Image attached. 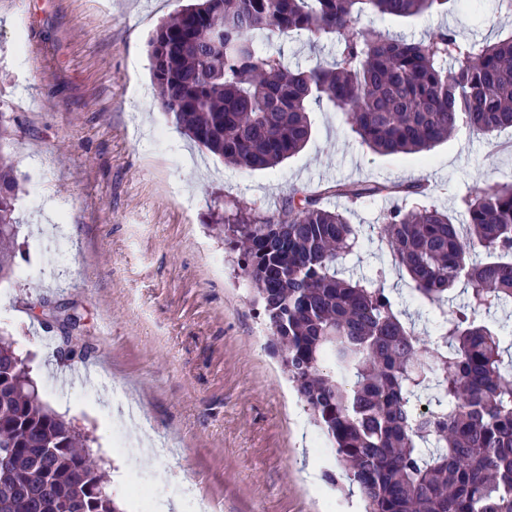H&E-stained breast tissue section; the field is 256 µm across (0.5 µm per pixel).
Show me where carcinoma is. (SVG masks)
<instances>
[{
	"label": "carcinoma",
	"instance_id": "carcinoma-1",
	"mask_svg": "<svg viewBox=\"0 0 512 512\" xmlns=\"http://www.w3.org/2000/svg\"><path fill=\"white\" fill-rule=\"evenodd\" d=\"M457 0H193L148 41L159 108L214 156L273 168L311 137L310 103L331 102L383 156L415 154L463 126L490 136L512 127V34L462 43L366 33V12L417 18ZM335 35L332 67L292 70L262 36ZM455 60L448 65V59ZM0 116V281L13 274L19 184ZM417 185L336 183L351 203ZM468 220L424 206L384 212L377 234L437 314L418 343L376 278L345 279L337 262L360 236L342 212L294 196L272 216L225 218L224 242L254 286L304 410L332 444L364 512H512V332L478 321L512 306V186L464 198ZM465 285L463 302L450 293ZM84 437L32 385L25 361L0 338V512H119Z\"/></svg>",
	"mask_w": 512,
	"mask_h": 512
}]
</instances>
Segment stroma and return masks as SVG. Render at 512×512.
<instances>
[{
	"label": "stroma",
	"mask_w": 512,
	"mask_h": 512,
	"mask_svg": "<svg viewBox=\"0 0 512 512\" xmlns=\"http://www.w3.org/2000/svg\"><path fill=\"white\" fill-rule=\"evenodd\" d=\"M179 0H0V113L14 130L1 146L20 185L14 274L0 283V337L12 342L52 411L88 439L123 512H138L130 477L155 501L191 483L214 512H351L353 496L307 480L322 437L270 347L262 309L224 247L225 210L275 214L290 197L319 196L359 227L363 247L346 275L384 285L435 336L376 234L403 194L350 203L325 195L337 182L422 185L420 201L467 221L474 188L512 183V129L476 136L458 128L427 157L382 156L362 145L330 102L312 105V138L276 168L247 171L199 149L157 107L146 40ZM368 32L426 39L443 31L495 41L512 33L502 0H470L416 19L361 17ZM288 65L330 64L333 36L274 40ZM45 224L57 225L52 235ZM64 224L75 235L61 232ZM76 315L83 356H60L63 329L47 312ZM132 398L124 421L113 391ZM126 448H116L115 435ZM168 438L165 458L139 443Z\"/></svg>",
	"instance_id": "obj_1"
}]
</instances>
